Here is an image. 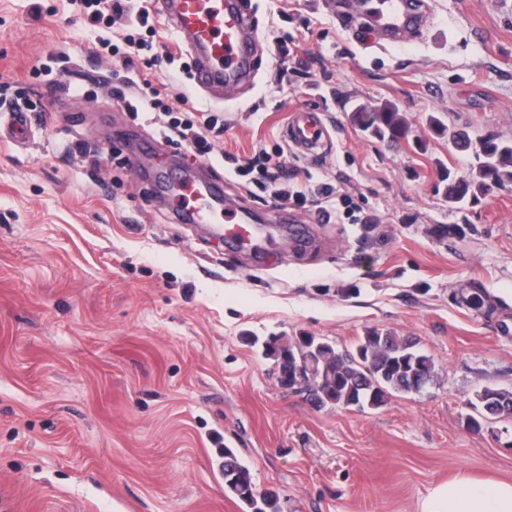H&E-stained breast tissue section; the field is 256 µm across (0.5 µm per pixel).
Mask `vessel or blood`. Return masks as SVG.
<instances>
[{
    "mask_svg": "<svg viewBox=\"0 0 512 512\" xmlns=\"http://www.w3.org/2000/svg\"><path fill=\"white\" fill-rule=\"evenodd\" d=\"M161 12L186 46L198 55L200 65L195 82L204 88L220 84L247 85L257 68L260 42L257 26L244 0H157ZM360 8L370 13L374 27L384 40L398 42L417 34L423 27L422 0H360ZM320 113L296 111L291 115L288 134L304 149L321 141ZM157 186L165 205L186 220L219 222L222 208L215 191L194 176L160 171ZM227 240L251 245L254 227L249 219L225 225Z\"/></svg>",
    "mask_w": 512,
    "mask_h": 512,
    "instance_id": "1",
    "label": "vessel or blood"
}]
</instances>
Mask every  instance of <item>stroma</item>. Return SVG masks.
<instances>
[{"label":"stroma","instance_id":"35a3bbf8","mask_svg":"<svg viewBox=\"0 0 512 512\" xmlns=\"http://www.w3.org/2000/svg\"><path fill=\"white\" fill-rule=\"evenodd\" d=\"M426 2L423 33L391 46L352 32L336 0H247L258 75L212 90L151 9L153 105L100 47L123 24L74 0H0V120L28 117L23 139L0 138V512H243L223 446L279 512H422L453 476L512 481V415L466 425L476 390H512V185L449 205L442 175L472 159L428 124L512 141V0ZM388 101L406 139L352 118ZM205 108L224 132L202 157L171 125ZM300 109L323 113L325 153L289 143ZM264 154L349 205L327 221L289 206L296 236L260 175L235 173ZM171 163L258 217V253L176 223L148 178ZM477 288L478 312L459 302ZM369 328L433 357L421 394L318 407L244 341L312 334L343 351Z\"/></svg>","mask_w":512,"mask_h":512}]
</instances>
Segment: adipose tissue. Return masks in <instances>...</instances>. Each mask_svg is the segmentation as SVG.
I'll return each mask as SVG.
<instances>
[{
  "mask_svg": "<svg viewBox=\"0 0 512 512\" xmlns=\"http://www.w3.org/2000/svg\"><path fill=\"white\" fill-rule=\"evenodd\" d=\"M423 512H512V482L458 475L439 483Z\"/></svg>",
  "mask_w": 512,
  "mask_h": 512,
  "instance_id": "obj_1",
  "label": "adipose tissue"
}]
</instances>
